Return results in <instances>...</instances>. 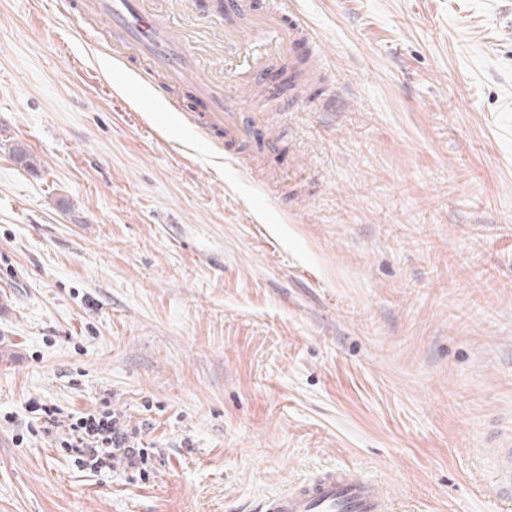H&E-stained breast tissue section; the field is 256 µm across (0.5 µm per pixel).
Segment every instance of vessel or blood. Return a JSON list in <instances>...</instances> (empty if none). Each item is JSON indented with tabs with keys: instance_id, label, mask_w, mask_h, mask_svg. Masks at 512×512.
<instances>
[{
	"instance_id": "vessel-or-blood-1",
	"label": "vessel or blood",
	"mask_w": 512,
	"mask_h": 512,
	"mask_svg": "<svg viewBox=\"0 0 512 512\" xmlns=\"http://www.w3.org/2000/svg\"><path fill=\"white\" fill-rule=\"evenodd\" d=\"M154 0H85L83 7L112 29L108 57L119 60L142 79L154 78L165 90L191 85L207 103L205 113L185 112V119L208 135L223 134L224 149L232 154L258 158L275 150V139L257 145L250 120L237 112L230 97L205 77L188 45L168 17L157 14ZM238 26L225 31L226 51L215 57L213 67L234 72L241 68L239 29H247L257 44L282 50L295 39L311 38L309 28L289 11L286 0L260 11L253 0H228ZM263 512H392L383 484L345 469L324 470L315 478L264 499Z\"/></svg>"
}]
</instances>
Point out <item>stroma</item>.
Here are the masks:
<instances>
[{"label":"stroma","instance_id":"stroma-1","mask_svg":"<svg viewBox=\"0 0 512 512\" xmlns=\"http://www.w3.org/2000/svg\"><path fill=\"white\" fill-rule=\"evenodd\" d=\"M158 7L223 48L218 0ZM292 9L316 44L228 78L278 140L247 168L125 98L94 18L0 0V512H258L326 467L512 512V0ZM33 399L108 400L146 462L77 467Z\"/></svg>","mask_w":512,"mask_h":512}]
</instances>
